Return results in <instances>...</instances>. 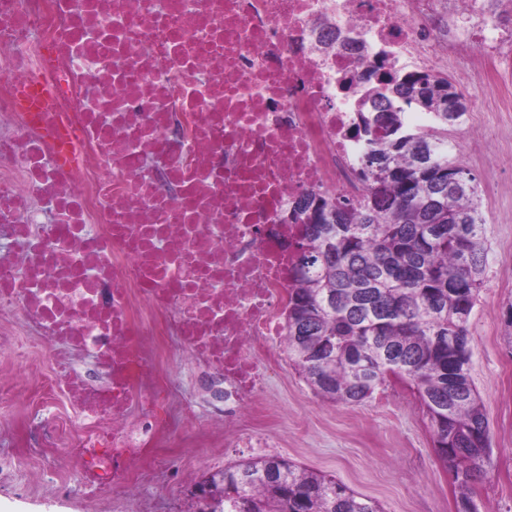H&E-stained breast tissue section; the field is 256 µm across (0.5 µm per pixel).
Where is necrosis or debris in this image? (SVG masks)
<instances>
[{
    "mask_svg": "<svg viewBox=\"0 0 512 512\" xmlns=\"http://www.w3.org/2000/svg\"><path fill=\"white\" fill-rule=\"evenodd\" d=\"M512 78V0H0V313L52 349L80 458L134 497L209 377L237 448L285 350L302 195L360 201L384 71ZM162 370L168 376L177 379L180 382L183 391L198 402L199 420L196 424V429L202 430L206 428L210 423V420L204 400L205 396L200 389L195 388L191 384L187 366L183 365L178 357H174V359H171L162 365Z\"/></svg>",
    "mask_w": 512,
    "mask_h": 512,
    "instance_id": "1",
    "label": "necrosis or debris"
}]
</instances>
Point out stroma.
<instances>
[{"label": "stroma", "instance_id": "35a3bbf8", "mask_svg": "<svg viewBox=\"0 0 512 512\" xmlns=\"http://www.w3.org/2000/svg\"><path fill=\"white\" fill-rule=\"evenodd\" d=\"M512 140V115H486L459 139L487 217L489 265L471 316V376L485 404L492 451L474 486L479 512H512V157L485 166L483 151ZM14 368L15 405L0 419V512H197L194 483L255 457L252 448H173L169 466L143 469L137 499L101 493L70 455L73 424L64 396L44 403L49 349L29 341ZM256 427L275 436L273 455L335 477L383 512H456L458 491L438 456L409 383L393 379L372 399L337 405L316 396L289 362L265 384Z\"/></svg>", "mask_w": 512, "mask_h": 512}]
</instances>
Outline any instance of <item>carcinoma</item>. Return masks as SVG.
Here are the masks:
<instances>
[{
    "mask_svg": "<svg viewBox=\"0 0 512 512\" xmlns=\"http://www.w3.org/2000/svg\"><path fill=\"white\" fill-rule=\"evenodd\" d=\"M446 76L387 74L360 105V176L367 194H306L295 202L304 232L294 245L284 331L288 361L320 397L372 398L391 377L409 381L426 410L441 460L459 489L457 512H478L470 484L489 455L490 430L471 377L469 321L485 282L489 247L476 178L451 155L450 112L421 88ZM432 117L412 127L406 109ZM322 222L310 218V208ZM200 512H383L332 477L279 456L226 466Z\"/></svg>",
    "mask_w": 512,
    "mask_h": 512,
    "instance_id": "carcinoma-1",
    "label": "carcinoma"
}]
</instances>
